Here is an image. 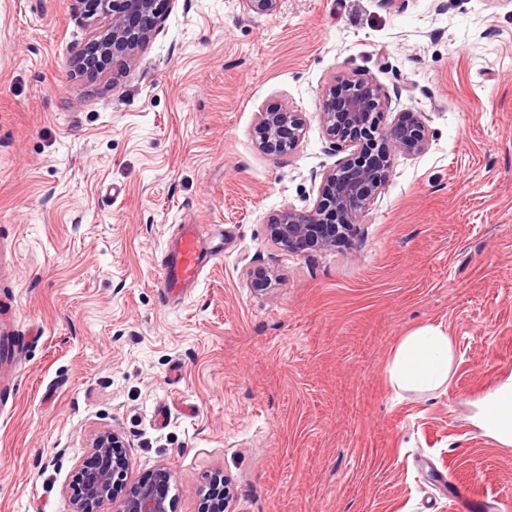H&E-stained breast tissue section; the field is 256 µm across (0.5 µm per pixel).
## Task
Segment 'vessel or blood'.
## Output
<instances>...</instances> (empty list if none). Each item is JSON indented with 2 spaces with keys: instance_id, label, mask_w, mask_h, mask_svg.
Wrapping results in <instances>:
<instances>
[{
  "instance_id": "1",
  "label": "vessel or blood",
  "mask_w": 512,
  "mask_h": 512,
  "mask_svg": "<svg viewBox=\"0 0 512 512\" xmlns=\"http://www.w3.org/2000/svg\"><path fill=\"white\" fill-rule=\"evenodd\" d=\"M224 254L223 243L217 242L210 224H184L176 237L167 240L160 263L158 286L165 301L183 299L188 290L197 287L206 266ZM491 422L499 431L512 429V397L497 398L491 410ZM455 499L461 512H500L496 499H472L456 490Z\"/></svg>"
}]
</instances>
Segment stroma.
I'll return each mask as SVG.
<instances>
[{
    "label": "stroma",
    "instance_id": "stroma-1",
    "mask_svg": "<svg viewBox=\"0 0 512 512\" xmlns=\"http://www.w3.org/2000/svg\"><path fill=\"white\" fill-rule=\"evenodd\" d=\"M133 60L78 73L101 22L73 0H0V301L17 319L0 391V512H70L93 434L161 464L173 512H454L453 488L512 512V443L486 409L512 393V0H164ZM422 112L428 151L395 157L348 240L291 253L268 216L313 207L342 155L319 120L337 72ZM304 137L259 152V111ZM224 255L185 301L157 288L177 224ZM442 326L456 359L396 393L401 336ZM226 487L224 477L220 473L210 476L202 490L203 500L206 504L203 512H224Z\"/></svg>",
    "mask_w": 512,
    "mask_h": 512
}]
</instances>
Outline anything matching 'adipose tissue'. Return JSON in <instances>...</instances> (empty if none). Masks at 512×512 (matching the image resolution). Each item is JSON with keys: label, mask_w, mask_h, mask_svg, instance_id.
Instances as JSON below:
<instances>
[{"label": "adipose tissue", "mask_w": 512, "mask_h": 512, "mask_svg": "<svg viewBox=\"0 0 512 512\" xmlns=\"http://www.w3.org/2000/svg\"><path fill=\"white\" fill-rule=\"evenodd\" d=\"M454 356L453 342L441 327H417L394 346L387 364L389 382L399 392H434L446 384Z\"/></svg>", "instance_id": "obj_1"}]
</instances>
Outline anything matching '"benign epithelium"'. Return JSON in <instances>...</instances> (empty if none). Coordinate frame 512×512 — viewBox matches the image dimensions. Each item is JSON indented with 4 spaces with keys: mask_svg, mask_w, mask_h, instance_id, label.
Listing matches in <instances>:
<instances>
[{
    "mask_svg": "<svg viewBox=\"0 0 512 512\" xmlns=\"http://www.w3.org/2000/svg\"><path fill=\"white\" fill-rule=\"evenodd\" d=\"M109 20L77 59L82 71L104 70L114 57L128 56L161 27L159 0H94ZM281 0H246L248 10L272 15ZM380 87L357 73L335 74L327 83L319 118L333 147L348 152L334 168L321 173L319 196L310 209L286 206L267 220L275 244L301 253L328 250L353 229L384 184L393 159L415 157L430 145L427 117L402 112L388 127L378 123ZM303 119L288 109L258 113L253 128L256 148L277 156L294 149L303 134ZM127 444L115 431H102L92 442L99 464L77 473L70 512H169L174 473L156 468L138 482L128 481ZM226 487L220 473L202 490L204 512H224Z\"/></svg>",
    "mask_w": 512,
    "mask_h": 512,
    "instance_id": "obj_1",
    "label": "benign epithelium"
}]
</instances>
